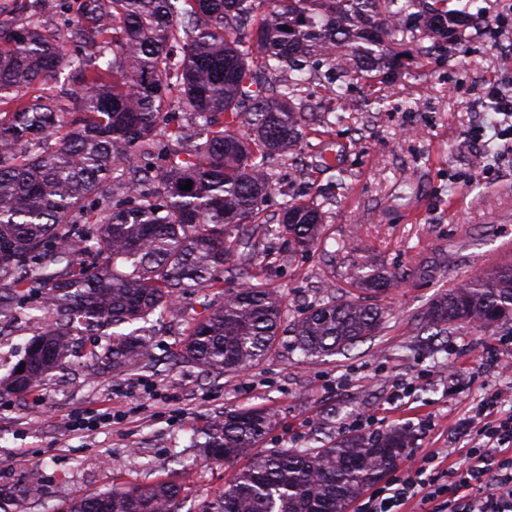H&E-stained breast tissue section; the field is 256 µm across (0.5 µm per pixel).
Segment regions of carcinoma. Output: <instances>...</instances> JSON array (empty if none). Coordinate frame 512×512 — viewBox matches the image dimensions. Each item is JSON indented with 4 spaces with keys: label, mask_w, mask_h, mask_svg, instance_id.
<instances>
[{
    "label": "carcinoma",
    "mask_w": 512,
    "mask_h": 512,
    "mask_svg": "<svg viewBox=\"0 0 512 512\" xmlns=\"http://www.w3.org/2000/svg\"><path fill=\"white\" fill-rule=\"evenodd\" d=\"M451 0H82L71 36L89 55H67L57 35L31 20L0 30V315L36 293L60 321L29 345L23 372L0 392L31 395L73 353L84 325L117 328L172 309L196 289L224 299L186 338L178 359L220 376L243 371L274 348L285 317L282 293L243 265L224 282V265L245 249L276 182L274 157L304 140L301 73L324 67L332 94L389 68L383 39L405 19L427 38L451 42L465 17ZM286 25L290 30H283ZM61 67L81 78L64 125L57 102L32 90ZM27 93L22 95L20 90ZM193 125H173V109ZM192 183L185 191L181 186ZM323 205L290 202L265 227L297 251L314 248ZM104 259L91 266L83 255ZM65 263L66 273L50 267ZM358 293L333 292L293 320L296 347L332 355L375 335L384 311L365 301L391 285L355 273ZM438 334L512 322V266L466 279L420 318ZM143 329L112 332V367L149 356ZM275 417L260 408L224 413L207 433L206 459L244 467L198 512H349L369 487L406 457L403 429L345 435L323 448L255 447ZM174 480L77 496L43 512H179ZM35 485L16 492L11 512H29Z\"/></svg>",
    "instance_id": "cac0c4a2"
}]
</instances>
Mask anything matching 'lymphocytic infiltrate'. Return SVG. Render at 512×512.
Instances as JSON below:
<instances>
[{
  "label": "lymphocytic infiltrate",
  "mask_w": 512,
  "mask_h": 512,
  "mask_svg": "<svg viewBox=\"0 0 512 512\" xmlns=\"http://www.w3.org/2000/svg\"><path fill=\"white\" fill-rule=\"evenodd\" d=\"M503 403L502 392L486 390L464 418L461 464H451L453 449H425L361 495L355 512H512V410Z\"/></svg>",
  "instance_id": "f902f5d3"
}]
</instances>
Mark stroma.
I'll return each instance as SVG.
<instances>
[{
  "instance_id": "obj_1",
  "label": "stroma",
  "mask_w": 512,
  "mask_h": 512,
  "mask_svg": "<svg viewBox=\"0 0 512 512\" xmlns=\"http://www.w3.org/2000/svg\"><path fill=\"white\" fill-rule=\"evenodd\" d=\"M81 0H0V24L16 29L41 16L55 33H68ZM477 17L462 40H414L404 25L387 42L395 54L391 81L361 80L330 100L322 82L301 88L305 111L320 122L306 130L302 148L279 156L277 181L265 208L277 214L292 200L326 201L320 244L288 249L287 237L265 238L250 270L286 296L294 319L335 285L351 288L353 270L397 275L378 305L386 322L377 336L345 353L308 357L291 333L281 332L266 358L243 372L207 373L177 354L204 311V292L188 295L156 323L151 356L116 369L103 353L112 329L74 335L64 370L46 378L33 396L0 397V489L36 481L42 501L62 506L78 495L163 477L184 488V512L218 494L227 466H193L198 433L224 413L267 408L275 425L258 448H318L342 437L341 424L361 414L384 428L414 424L409 460L444 448L485 388L512 387L488 372L470 383L474 348L512 336V323L488 331L461 329L441 336L420 330L424 309L455 287L457 273L482 275V257L512 246V132L487 97L490 84L512 88V0H453ZM344 182H337L338 173ZM55 311L20 305L0 324V378L21 359ZM412 382L407 410L395 408L394 381ZM111 407V425L84 433L68 428L77 414Z\"/></svg>"
}]
</instances>
